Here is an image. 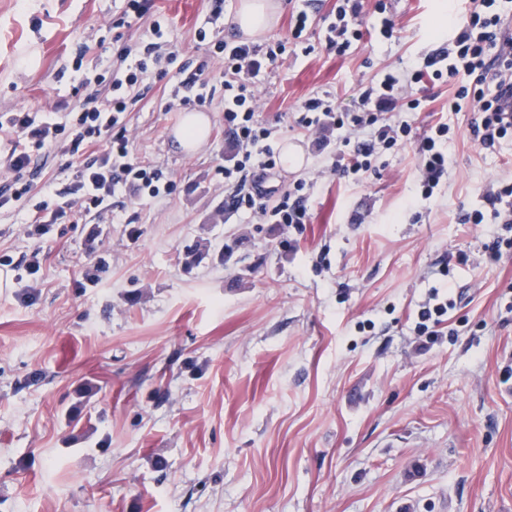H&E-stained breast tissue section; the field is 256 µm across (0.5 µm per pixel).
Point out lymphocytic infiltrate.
I'll list each match as a JSON object with an SVG mask.
<instances>
[{
    "instance_id": "1",
    "label": "lymphocytic infiltrate",
    "mask_w": 512,
    "mask_h": 512,
    "mask_svg": "<svg viewBox=\"0 0 512 512\" xmlns=\"http://www.w3.org/2000/svg\"><path fill=\"white\" fill-rule=\"evenodd\" d=\"M363 10L364 0H337L333 18L322 29L328 52L344 57L365 42L392 39L395 23L388 0H374L371 28L361 26ZM511 20L512 0H471L467 12L453 22L447 45L405 72L383 70L360 88L354 107L341 106L324 95L305 99L295 108L294 123L307 131L317 153L330 159L333 172L355 183L377 170L385 152L413 145L419 194L431 199L448 176L452 125L444 119L417 136L401 115L422 111L421 91L449 81L453 89L445 108L471 113L470 135L481 150L493 152L512 141V112L502 107L506 92L512 90V35L505 32ZM161 36L160 28H153L151 39L143 41L138 51L122 47L115 59H103L111 95L90 94L70 109L0 113V133L9 135L11 143L0 169L8 181L0 191V210L33 208L37 217L28 227L29 236L43 237L49 224L70 214H101L124 190L150 199L175 191L174 181L160 167L131 158L127 137L126 114L138 98L137 88L145 81L164 79L167 64L177 58L176 53L165 52ZM214 47L224 65V133L231 151L224 167V186L230 192L226 216L297 227L308 223L309 179H295L284 189L268 183L277 167L270 144L275 127L260 119L261 103L254 90L256 79L284 52V44L219 39ZM59 144L89 161L72 184L56 190L58 205L49 212L29 199L25 176L35 162V150ZM462 221L501 225L502 233L486 243L485 250L493 258L511 251L512 179L489 185L481 206L466 212ZM456 306L450 291L431 288L417 312L415 335L434 341L437 328L448 322Z\"/></svg>"
}]
</instances>
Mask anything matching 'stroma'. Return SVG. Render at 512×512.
Masks as SVG:
<instances>
[{
	"instance_id": "stroma-1",
	"label": "stroma",
	"mask_w": 512,
	"mask_h": 512,
	"mask_svg": "<svg viewBox=\"0 0 512 512\" xmlns=\"http://www.w3.org/2000/svg\"><path fill=\"white\" fill-rule=\"evenodd\" d=\"M269 43L286 51L257 93L276 144L312 175L309 224L224 220V91L201 112L194 154L168 129L177 68L130 107L134 160L162 168L167 197H114L99 220L64 222L37 240L0 216V512H512V252L483 251L491 224H464L495 180L512 177V142L478 149L469 113L455 125L448 182L418 197L412 148L385 154L355 184L293 123L296 104L330 93L352 106L360 84L409 68L445 43L448 8L468 0H391L397 33L339 58L317 33L336 0H311L312 50L291 41V0ZM119 25L121 0H0V113L77 104L103 50L140 43L154 24L182 60L211 59L234 37L228 16L198 40L210 0H157ZM81 160L62 149L35 168L31 194L71 182ZM233 250L186 268L195 244ZM39 251V271L12 262ZM98 282L83 287L86 268ZM448 276H441V269ZM451 284L456 335L422 347L413 333L430 288ZM373 329H366L365 321ZM96 388L83 430L64 407Z\"/></svg>"
}]
</instances>
